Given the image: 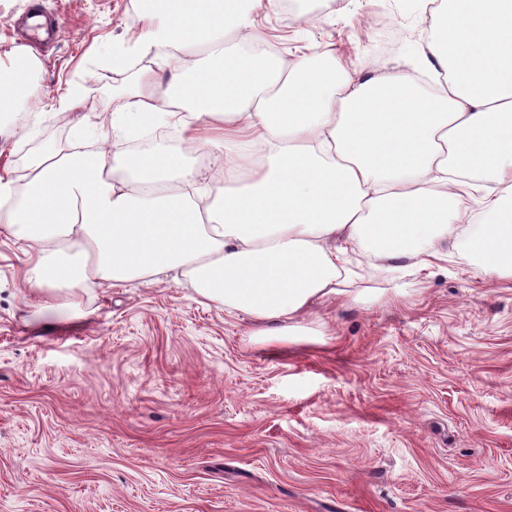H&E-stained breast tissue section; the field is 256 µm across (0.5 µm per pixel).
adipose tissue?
<instances>
[{"instance_id": "obj_1", "label": "adipose tissue", "mask_w": 512, "mask_h": 512, "mask_svg": "<svg viewBox=\"0 0 512 512\" xmlns=\"http://www.w3.org/2000/svg\"><path fill=\"white\" fill-rule=\"evenodd\" d=\"M137 40L156 70L120 88L119 108L77 121L75 152L49 148L0 174V229L33 252L37 287L180 274L203 299L249 316L258 336H288L317 303L354 301L352 253L428 269L452 242L463 264L512 277V0H438L426 49L392 72L352 77L336 55L283 67L240 49L262 7L282 0H138ZM40 63L17 50L0 69V153L74 93L39 110ZM443 77L433 96L424 74ZM221 152L225 183L209 200L197 154ZM117 176L106 179V169ZM481 190L456 224L463 185Z\"/></svg>"}]
</instances>
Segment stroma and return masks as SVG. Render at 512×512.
I'll list each match as a JSON object with an SVG mask.
<instances>
[{"instance_id":"obj_1","label":"stroma","mask_w":512,"mask_h":512,"mask_svg":"<svg viewBox=\"0 0 512 512\" xmlns=\"http://www.w3.org/2000/svg\"><path fill=\"white\" fill-rule=\"evenodd\" d=\"M42 2L63 35L39 96L82 109L0 166L66 150L76 114L154 65L100 57L137 33L136 0ZM430 24L405 0H307L260 10L250 43L357 73L406 61ZM28 262L0 229V512H512V278L365 265V299L283 343L170 276L52 291L34 315Z\"/></svg>"}]
</instances>
